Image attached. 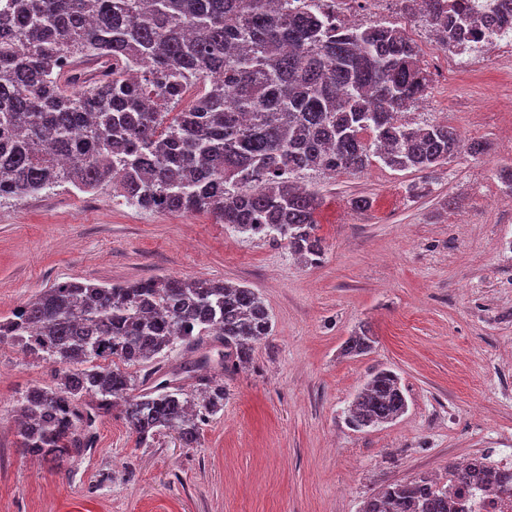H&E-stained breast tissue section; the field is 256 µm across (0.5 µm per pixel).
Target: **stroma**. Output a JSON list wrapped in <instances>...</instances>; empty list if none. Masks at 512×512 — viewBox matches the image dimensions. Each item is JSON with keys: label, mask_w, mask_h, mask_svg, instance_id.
Here are the masks:
<instances>
[{"label": "stroma", "mask_w": 512, "mask_h": 512, "mask_svg": "<svg viewBox=\"0 0 512 512\" xmlns=\"http://www.w3.org/2000/svg\"><path fill=\"white\" fill-rule=\"evenodd\" d=\"M356 21L405 27L430 80L408 118L448 122L465 148L431 173L376 161L356 176H304L324 197L318 266L208 214L142 211L108 190L0 204V317L58 282L166 276L255 288L273 324L251 364L223 377L224 408L194 447L169 433L138 445L117 406L92 447L58 463L25 451L15 415L61 368L0 342V512H360L383 485L512 456V193L497 178L512 165V68L484 53L449 77L425 22L366 5ZM474 141L487 153L471 155ZM355 196L372 207L353 211ZM361 329L374 349L342 355ZM218 348L207 336L129 372ZM378 368L398 375L407 409L355 430L347 409Z\"/></svg>", "instance_id": "obj_1"}]
</instances>
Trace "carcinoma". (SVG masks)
<instances>
[{
    "label": "carcinoma",
    "mask_w": 512,
    "mask_h": 512,
    "mask_svg": "<svg viewBox=\"0 0 512 512\" xmlns=\"http://www.w3.org/2000/svg\"><path fill=\"white\" fill-rule=\"evenodd\" d=\"M320 2L6 0L0 200L110 188L138 209L206 212L239 233L284 243L306 266L321 263L322 198L295 178L361 173L376 158L396 171H433L460 139L446 122L402 119L429 83L405 29L341 25ZM401 4L444 49L512 17V0L479 19L468 0ZM272 331L264 300L248 286L172 277L57 283L0 318V341L66 367L56 387L22 398L23 448L52 460L88 448L87 430L119 400L138 444L169 432L191 448L224 409V383L201 374L210 357L139 382L126 367L214 332L224 346L219 364L233 373ZM373 344L363 330L344 352L366 355ZM82 397L91 402L84 409ZM406 409L398 375L379 368L347 423L374 428ZM487 460L448 464L457 493L475 480L487 493L500 486ZM362 512H456V503L448 484L423 474L385 485Z\"/></svg>",
    "instance_id": "carcinoma-1"
}]
</instances>
